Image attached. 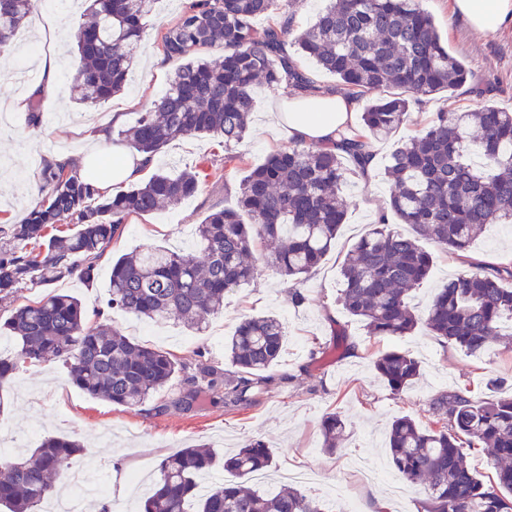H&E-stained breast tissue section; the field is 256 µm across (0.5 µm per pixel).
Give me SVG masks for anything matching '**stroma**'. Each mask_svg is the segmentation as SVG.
I'll return each instance as SVG.
<instances>
[{
    "instance_id": "1",
    "label": "stroma",
    "mask_w": 512,
    "mask_h": 512,
    "mask_svg": "<svg viewBox=\"0 0 512 512\" xmlns=\"http://www.w3.org/2000/svg\"><path fill=\"white\" fill-rule=\"evenodd\" d=\"M421 4L434 18L449 52L465 62L471 77L455 92L412 102L410 122L400 135L428 126L440 112L472 111L485 104L512 112V29L479 35L462 19L450 17L448 0H421ZM185 5L186 0H158L124 91L94 106L76 104L70 93L77 64L74 34L85 6L80 2L72 9L59 7L61 28L54 43L61 87L58 101L42 99L43 125L37 131L27 130L22 113L0 123V225L20 221L39 201L45 160L65 151L74 166H81L94 143L95 128L111 125L116 112L124 113L123 125L131 127L138 113L164 93L179 63L162 58L158 30L174 23ZM273 96V91L264 87L254 94L249 132L240 146L254 166L288 143L285 132L273 131L261 117ZM395 144L392 137L375 141L379 167L372 180L358 177L347 182V220L335 249L303 283L302 304L293 305L288 299V283L263 266L249 286L225 298L223 310L209 316L200 333L188 331L174 320L155 323L109 311V326L136 342L174 354L182 362L183 372L139 410L126 411L73 385L61 362H44L0 388V427L11 429L27 449L37 447L49 435L81 441L86 455L98 464L112 512H138L141 497L132 493L130 476L140 473L156 478L161 459L181 447L204 443L221 454L256 439L269 444L277 464L269 479L258 483V490L278 487L283 472L312 468L322 472L323 481L303 486L302 491L319 498L327 512H342L351 500L357 501L361 512H374L379 506L385 512H421V491L403 487L389 466V423L407 415L429 426V400L448 389H467L485 397L492 378L512 388V347L497 346L482 356L469 357L443 347L421 329L402 338L371 336L339 305L340 270L347 252L387 211L390 184L383 167ZM203 159L212 161L216 172L203 182L200 192L178 206L129 217L122 235L100 259L94 287H85L73 276L52 289L80 298L91 316L105 307L110 296L114 258L149 245L188 250L196 224L211 205L235 206L241 175L224 172V148L209 137L174 141L156 158L157 168L170 173ZM425 248L433 255V266L428 280L412 293V305L419 311L427 307L437 288L462 269L461 263L437 244L429 241ZM468 254L489 268L512 261V224L486 225ZM268 312L279 316L288 339L279 365L272 370L274 383L259 404L236 409L225 406L222 396L214 393L192 408L178 406L177 399L187 391L188 378L198 364L223 368L224 339L232 335L239 321ZM340 330L348 336L349 350L336 348ZM394 348L411 351L423 368L421 376L399 393L378 379L373 368L376 356ZM329 412L339 413L347 424L346 437L332 455L321 448V418ZM362 461L377 466L382 478L364 479L358 468Z\"/></svg>"
}]
</instances>
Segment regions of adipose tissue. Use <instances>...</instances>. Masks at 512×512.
<instances>
[{"label":"adipose tissue","mask_w":512,"mask_h":512,"mask_svg":"<svg viewBox=\"0 0 512 512\" xmlns=\"http://www.w3.org/2000/svg\"><path fill=\"white\" fill-rule=\"evenodd\" d=\"M449 8L477 33L512 28V0H449ZM358 108L355 97L325 90L315 96L281 95L265 117L270 126L286 130L291 139L329 146L353 124Z\"/></svg>","instance_id":"ef3b65f1"}]
</instances>
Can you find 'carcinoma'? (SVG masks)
<instances>
[{"instance_id":"1","label":"carcinoma","mask_w":512,"mask_h":512,"mask_svg":"<svg viewBox=\"0 0 512 512\" xmlns=\"http://www.w3.org/2000/svg\"><path fill=\"white\" fill-rule=\"evenodd\" d=\"M286 3L279 0H189L161 33L165 57L181 66L164 95L139 113L127 141L156 156L171 141L212 136L224 143V167L243 162L236 147L248 130L254 88L282 85L313 92L319 86L299 69L288 47L369 99L363 129L332 146L294 140L247 171L237 206H213L196 225V249L176 253L148 247L112 264L110 305L155 322L174 319L197 331L224 307V298L257 276L252 246L264 243L266 264L286 280L302 281L334 244L348 202L350 175H364L372 141L408 121L410 98L453 91L468 81L465 63L448 52L420 0H332L315 21L296 30L291 19L258 25ZM36 0H0V49L13 44ZM155 0H91L75 34L79 66L73 98L96 105L120 92L137 47L146 35ZM222 54H201L215 44ZM208 177L199 166L177 174L157 170L147 182L114 194L97 172L81 175L70 163L47 162L42 198L18 223L0 225V294L27 284L48 287L77 276L94 285L98 261L125 220L182 203ZM389 209L413 233L380 219L362 236L342 266L339 301L372 336L401 337L423 327L444 346L478 356L495 344H512V261L488 269L467 252L487 224L512 223V113L493 105L475 111L439 112L433 123L398 144L387 167ZM431 240L461 262L463 270L433 296L420 314L409 303L433 257ZM14 353L0 356V386L28 366L58 360L71 382L90 396L128 410L142 406L181 371L169 352L136 343L88 320L79 298L49 292L22 304L0 323ZM285 327L275 315L243 318L224 342V371L199 368L194 388L176 400L191 406L202 391H224V402L248 408L267 389V375L281 359ZM376 375L400 391L422 373L421 361L394 349L374 361ZM429 408L430 428L409 416L389 428V463L426 498L423 512H512V394L473 397L443 391ZM322 448L336 452L346 431L342 417L321 419ZM484 452L493 476L484 481L467 461ZM85 448L71 437L47 436L18 456L0 457V506L7 512H40L66 485L65 460ZM275 458L260 440L218 456L204 444L165 458L144 498L142 512H325L322 503L294 487L260 492L246 486L270 473ZM214 469L230 478L203 490Z\"/></svg>"}]
</instances>
